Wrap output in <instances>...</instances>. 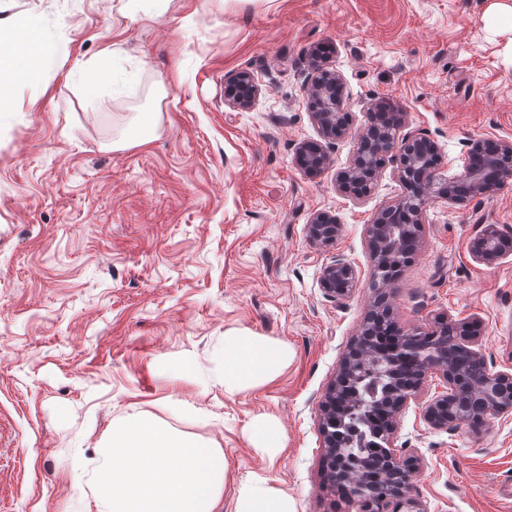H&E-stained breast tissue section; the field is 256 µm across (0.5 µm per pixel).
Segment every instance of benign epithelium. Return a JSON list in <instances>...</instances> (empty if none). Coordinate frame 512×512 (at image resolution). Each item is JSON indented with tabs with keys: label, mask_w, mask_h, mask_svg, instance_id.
<instances>
[{
	"label": "benign epithelium",
	"mask_w": 512,
	"mask_h": 512,
	"mask_svg": "<svg viewBox=\"0 0 512 512\" xmlns=\"http://www.w3.org/2000/svg\"><path fill=\"white\" fill-rule=\"evenodd\" d=\"M259 92L254 76L240 71L227 81L224 98L239 110L250 107ZM308 99L319 139L297 148L301 166L321 171L330 162L329 148L351 133L349 92L342 74L314 51L310 57ZM367 121L358 131L357 151L337 174L341 189L356 197L368 193L385 163L393 166L407 193L373 215L366 238L372 259L373 283L378 285L368 321L392 315L387 303L395 279L381 278L409 243L408 225L422 224L433 201L455 202L495 194L512 181V141L474 138L463 170L448 175L438 143L427 135L405 130L401 112L374 99L364 107ZM310 241L327 250L343 231L329 213L315 214L307 227ZM470 252L481 263L493 265L507 256L508 239L495 224H487L472 238ZM358 274L341 256L325 264L320 286L326 296L343 302L355 292ZM479 337L451 320L437 317L424 327L397 323L376 346L374 340L353 339L343 356L336 379L320 406L319 427L326 448L324 474L328 484L364 512H427L413 495L412 475L420 460L394 447L397 418L416 398L428 373L443 377L447 390L423 406L427 424L439 430L464 424H487L512 412V374L493 372L478 348ZM384 384L381 398L366 400L360 388Z\"/></svg>",
	"instance_id": "benign-epithelium-1"
}]
</instances>
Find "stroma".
Instances as JSON below:
<instances>
[{"instance_id":"35a3bbf8","label":"stroma","mask_w":512,"mask_h":512,"mask_svg":"<svg viewBox=\"0 0 512 512\" xmlns=\"http://www.w3.org/2000/svg\"><path fill=\"white\" fill-rule=\"evenodd\" d=\"M0 15L37 17L54 49L0 112V512H94L104 445L132 415L223 452L220 512L256 476L293 512H357L324 481L319 405L369 309L366 226L403 187L388 166L363 198L339 189L355 131L324 170L298 164L318 136L309 56L333 46L355 130L384 100L453 175L471 139L512 141V0H0ZM241 71L260 92L236 110L224 85ZM318 212L343 226L329 251L307 235ZM485 224L512 236V183L430 204L391 304L407 328L478 324L491 371L512 373V255L472 258ZM335 252L359 275L341 304L320 286ZM228 336L284 343L287 367L225 390ZM445 389L428 375L398 419L420 500L507 512L512 413L433 429L422 408ZM263 415L285 442L273 457L246 436Z\"/></svg>"}]
</instances>
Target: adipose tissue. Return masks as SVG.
Wrapping results in <instances>:
<instances>
[{"instance_id":"adipose-tissue-1","label":"adipose tissue","mask_w":512,"mask_h":512,"mask_svg":"<svg viewBox=\"0 0 512 512\" xmlns=\"http://www.w3.org/2000/svg\"><path fill=\"white\" fill-rule=\"evenodd\" d=\"M15 52L0 56V103L14 86L36 79L41 63L52 53L41 36L40 22L29 18L15 30ZM288 362L285 344L263 336H228L224 339V387L251 388L272 380ZM236 512H292L286 493L267 480H251L240 491Z\"/></svg>"}]
</instances>
